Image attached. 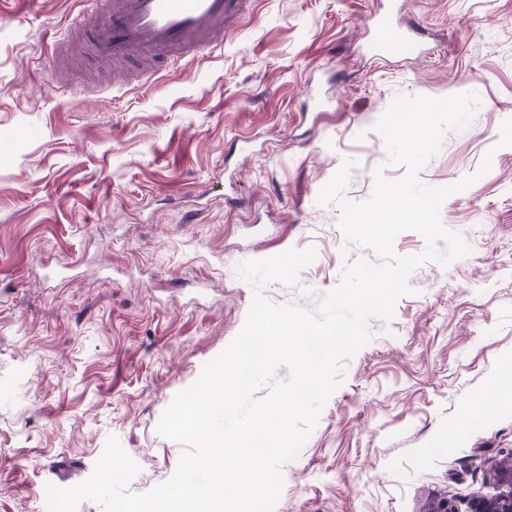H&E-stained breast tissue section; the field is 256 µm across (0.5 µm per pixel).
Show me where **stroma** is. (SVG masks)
I'll use <instances>...</instances> for the list:
<instances>
[{"instance_id": "obj_1", "label": "stroma", "mask_w": 512, "mask_h": 512, "mask_svg": "<svg viewBox=\"0 0 512 512\" xmlns=\"http://www.w3.org/2000/svg\"><path fill=\"white\" fill-rule=\"evenodd\" d=\"M108 0H0V512H44L109 437L141 493L183 450L158 423L241 331L253 288L238 266L315 248L276 304L316 310L347 242L318 196L344 159L361 202L387 164L375 124L394 96L474 92L419 173L450 195L440 217L469 245L428 262L391 320L345 365L274 512H428L507 493L512 398L461 422L512 360V0H253L224 39L128 84L57 41ZM418 26L422 51L375 56L378 21ZM491 156L486 174L478 168Z\"/></svg>"}]
</instances>
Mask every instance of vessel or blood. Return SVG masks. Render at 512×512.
I'll return each instance as SVG.
<instances>
[{
	"instance_id": "1",
	"label": "vessel or blood",
	"mask_w": 512,
	"mask_h": 512,
	"mask_svg": "<svg viewBox=\"0 0 512 512\" xmlns=\"http://www.w3.org/2000/svg\"><path fill=\"white\" fill-rule=\"evenodd\" d=\"M251 0H110L107 16L96 22L91 49L100 59L138 61L139 74L152 73L169 53L184 56L223 45L229 25L248 10ZM418 28L398 31L394 45L377 41L378 53L407 51L419 44Z\"/></svg>"
}]
</instances>
